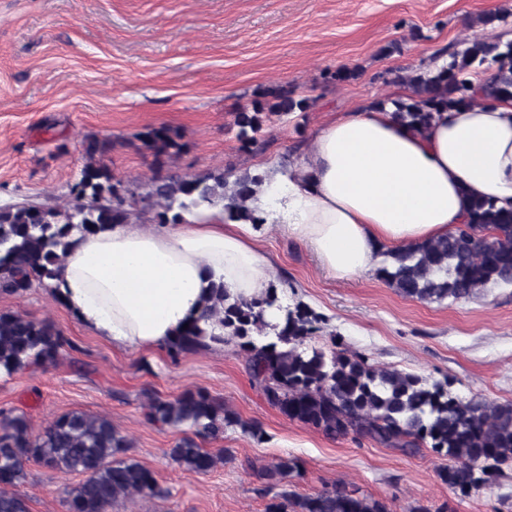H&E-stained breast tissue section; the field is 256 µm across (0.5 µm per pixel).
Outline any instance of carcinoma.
<instances>
[{
  "label": "carcinoma",
  "instance_id": "cac0c4a2",
  "mask_svg": "<svg viewBox=\"0 0 512 512\" xmlns=\"http://www.w3.org/2000/svg\"><path fill=\"white\" fill-rule=\"evenodd\" d=\"M444 58L448 62L434 71L400 77L412 95L392 101L399 119L424 127L443 108L512 97V41L492 42L475 35L439 49L431 62ZM489 69L491 75L478 88L466 78ZM309 107L308 99L295 96L286 86L263 89L252 107L235 114L242 148L263 151L271 118L286 123ZM179 138L176 130L165 126L139 135L141 148L156 160L177 153ZM112 147L108 137H86L85 164L66 203L0 207V294L21 296L35 286L53 287L76 232L94 234L114 224L145 220L183 224L184 214L217 206L230 220L266 223L247 206L266 173H157L140 192L117 180L104 162ZM385 256L388 261L376 276L400 295L422 302L469 299L489 284L512 286V210L476 199L467 223L448 235L390 250ZM269 309L277 311L273 321L266 319ZM320 322V316L301 303L282 304L275 286L260 299L246 300L218 284L196 320L168 343V351L176 360L233 342L244 353L253 387L289 420L333 439L353 435L409 454L430 448L448 461L438 470L441 481L463 497L512 467V402L493 404L453 395L446 383H429L376 366L347 349L304 348L321 330ZM65 343L53 322L0 310V376L54 361ZM146 419L192 432L169 449V456L198 474L223 462L226 449L212 452L195 438H216L233 427L257 440L263 437L258 423L242 419L222 398L204 389L187 390L172 399L147 396ZM128 448L129 441L106 415L64 413L35 434L24 416L0 411V512H28L26 500L14 488L24 480L31 460L83 476L69 493L67 512H112L116 504L135 495L163 496L154 473L126 456ZM297 468L293 460L282 459L257 476L272 489ZM266 512L391 509L386 500L338 482L314 494L279 491Z\"/></svg>",
  "mask_w": 512,
  "mask_h": 512
}]
</instances>
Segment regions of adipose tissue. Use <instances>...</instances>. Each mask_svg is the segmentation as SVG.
Segmentation results:
<instances>
[{"mask_svg":"<svg viewBox=\"0 0 512 512\" xmlns=\"http://www.w3.org/2000/svg\"><path fill=\"white\" fill-rule=\"evenodd\" d=\"M393 106L354 109L314 136L293 171L249 206L262 224L213 207L189 224H118L76 237L54 295L116 346L156 347L198 316L211 284L261 296L273 281L260 249L277 228L339 277L376 268L382 248L447 235L472 199L512 208V98L437 112L421 128Z\"/></svg>","mask_w":512,"mask_h":512,"instance_id":"ef3b65f1","label":"adipose tissue"}]
</instances>
